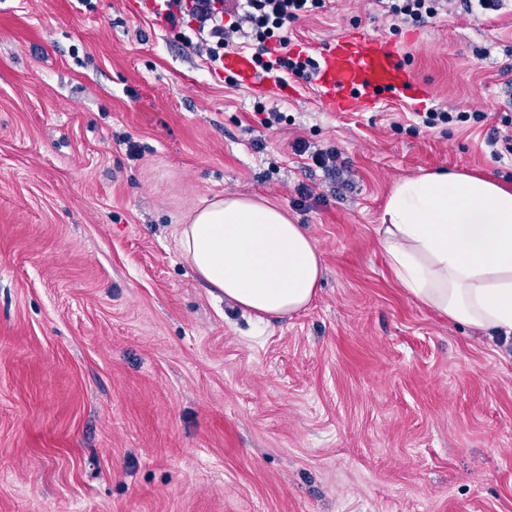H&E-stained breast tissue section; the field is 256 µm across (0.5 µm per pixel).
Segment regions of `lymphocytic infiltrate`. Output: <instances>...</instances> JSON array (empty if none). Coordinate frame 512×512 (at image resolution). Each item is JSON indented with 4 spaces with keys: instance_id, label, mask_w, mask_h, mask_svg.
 <instances>
[{
    "instance_id": "obj_1",
    "label": "lymphocytic infiltrate",
    "mask_w": 512,
    "mask_h": 512,
    "mask_svg": "<svg viewBox=\"0 0 512 512\" xmlns=\"http://www.w3.org/2000/svg\"><path fill=\"white\" fill-rule=\"evenodd\" d=\"M156 18L190 51L224 65L233 45L250 51L253 62L279 80L312 81L318 62L289 49L288 32L300 18L319 12L325 0H154ZM398 26L424 27L451 8L450 0H376Z\"/></svg>"
}]
</instances>
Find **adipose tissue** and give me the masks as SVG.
<instances>
[{"label":"adipose tissue","mask_w":512,"mask_h":512,"mask_svg":"<svg viewBox=\"0 0 512 512\" xmlns=\"http://www.w3.org/2000/svg\"><path fill=\"white\" fill-rule=\"evenodd\" d=\"M378 232L396 280L422 305L512 339V187L448 170L403 179ZM178 243L200 280L259 320L294 315L318 292L316 245L267 200L215 198Z\"/></svg>","instance_id":"obj_1"}]
</instances>
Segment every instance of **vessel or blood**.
Returning <instances> with one entry per match:
<instances>
[{"label": "vessel or blood", "instance_id": "obj_1", "mask_svg": "<svg viewBox=\"0 0 512 512\" xmlns=\"http://www.w3.org/2000/svg\"><path fill=\"white\" fill-rule=\"evenodd\" d=\"M224 68L246 84L256 82L254 63L245 53L227 52ZM414 85L386 38L357 30L332 40L319 53L316 86L331 111L365 112L382 95L404 93Z\"/></svg>", "mask_w": 512, "mask_h": 512}]
</instances>
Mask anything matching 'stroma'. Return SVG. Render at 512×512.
Returning a JSON list of instances; mask_svg holds the SVG:
<instances>
[{
	"label": "stroma",
	"mask_w": 512,
	"mask_h": 512,
	"mask_svg": "<svg viewBox=\"0 0 512 512\" xmlns=\"http://www.w3.org/2000/svg\"><path fill=\"white\" fill-rule=\"evenodd\" d=\"M92 2L0 0V512H512V340L415 301L377 232L401 179L512 171L485 144L512 135V6L395 31L327 0L291 51L358 28L427 90L343 113L301 81L230 85L151 0ZM433 106L486 119L411 125ZM301 182L320 204L293 207ZM226 194L316 243L303 311L258 323L182 255ZM294 150L298 156L307 155V159L312 161V164L319 167L325 168L326 170H332L333 167H336V159L338 154L335 148H330L327 150L316 149L314 151H309V147H307L305 142L297 141L294 144Z\"/></svg>",
	"instance_id": "35a3bbf8"
}]
</instances>
